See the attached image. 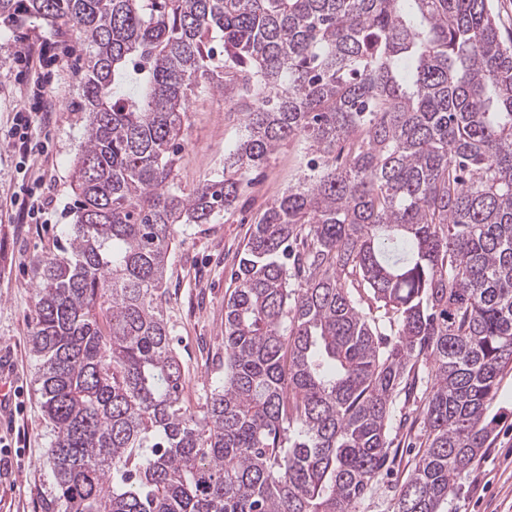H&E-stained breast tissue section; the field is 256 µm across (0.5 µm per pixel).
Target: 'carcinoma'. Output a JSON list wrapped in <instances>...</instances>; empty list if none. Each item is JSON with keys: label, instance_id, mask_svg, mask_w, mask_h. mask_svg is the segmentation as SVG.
Instances as JSON below:
<instances>
[{"label": "carcinoma", "instance_id": "1", "mask_svg": "<svg viewBox=\"0 0 512 512\" xmlns=\"http://www.w3.org/2000/svg\"><path fill=\"white\" fill-rule=\"evenodd\" d=\"M89 47L75 222L34 263L39 512H445L512 367V37L491 0H0ZM245 102L224 178L174 187L196 89ZM313 155L250 229L200 410L164 315L176 227ZM420 403L400 418L398 404ZM412 441L416 443L415 444L411 442L413 448H406L407 441L405 443V446L401 444L400 448H404V453L398 475L395 474V472L393 474L391 473L390 475H383L374 484L372 492L369 497L370 504L366 506L367 508L365 509V512H380L382 511L380 505L386 504L387 502L390 501L391 498H393L394 494L398 489L402 477L406 476L407 472L410 469V463L415 458V455L417 454V451L419 449L418 438L412 439Z\"/></svg>", "mask_w": 512, "mask_h": 512}]
</instances>
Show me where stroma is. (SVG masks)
<instances>
[{
    "label": "stroma",
    "mask_w": 512,
    "mask_h": 512,
    "mask_svg": "<svg viewBox=\"0 0 512 512\" xmlns=\"http://www.w3.org/2000/svg\"><path fill=\"white\" fill-rule=\"evenodd\" d=\"M42 37L56 39L62 48L42 88L50 119L37 121L33 132L45 151L26 160L0 147V377L19 392L23 405L10 423L0 424V439L11 444L16 436L24 438L21 452L11 457V474L0 476V512H38L36 493L49 483L44 465L49 438L33 385L36 359L29 348L35 318L34 261L58 252L74 221L72 173L88 125L79 83L85 60L82 42L63 25L0 23V136L8 135L14 112L31 103L27 93L41 68L20 50ZM232 106V98L221 93L191 96L176 154L175 184L183 192L223 176L224 153L241 129V115ZM305 162L298 142H284L253 173L234 212L210 224L180 227L175 236L164 309L184 368V399L192 407L203 405L216 376L215 361L224 354V297L231 291L230 271L250 226ZM24 185L40 186L53 196L55 211L49 222L16 223L9 201ZM492 409L500 420L491 444L449 495L448 512H512V372L501 379Z\"/></svg>",
    "instance_id": "obj_1"
}]
</instances>
